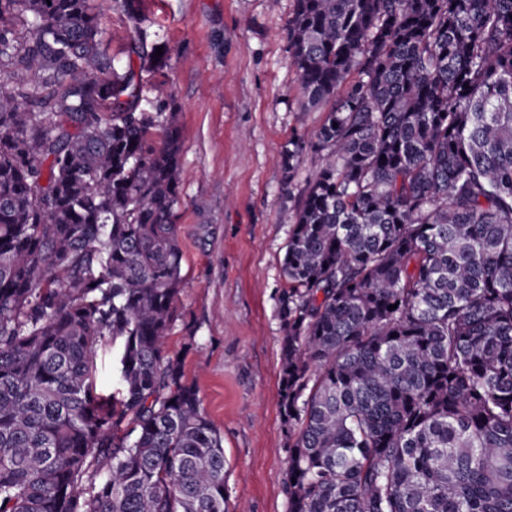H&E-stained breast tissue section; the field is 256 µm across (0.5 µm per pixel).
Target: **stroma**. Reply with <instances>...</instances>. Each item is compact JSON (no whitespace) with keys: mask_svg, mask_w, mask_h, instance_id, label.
<instances>
[{"mask_svg":"<svg viewBox=\"0 0 512 512\" xmlns=\"http://www.w3.org/2000/svg\"><path fill=\"white\" fill-rule=\"evenodd\" d=\"M118 70L139 67L122 0H94ZM295 0H141L164 67L143 74L181 129L182 287L164 350L182 363L223 438L229 512H288L278 297L286 220L312 175L288 173V141L324 114L300 109L284 27Z\"/></svg>","mask_w":512,"mask_h":512,"instance_id":"35a3bbf8","label":"stroma"}]
</instances>
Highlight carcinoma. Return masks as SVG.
<instances>
[{
    "label": "carcinoma",
    "instance_id": "cac0c4a2",
    "mask_svg": "<svg viewBox=\"0 0 512 512\" xmlns=\"http://www.w3.org/2000/svg\"><path fill=\"white\" fill-rule=\"evenodd\" d=\"M285 34L326 109L286 159L317 161L279 296L288 512H512V0H295ZM5 68L0 512H227L222 436L163 351L175 115L91 0H0ZM96 364L101 388L105 392H112L116 388L117 380L116 349L112 347V340L100 343L97 349Z\"/></svg>",
    "mask_w": 512,
    "mask_h": 512
}]
</instances>
